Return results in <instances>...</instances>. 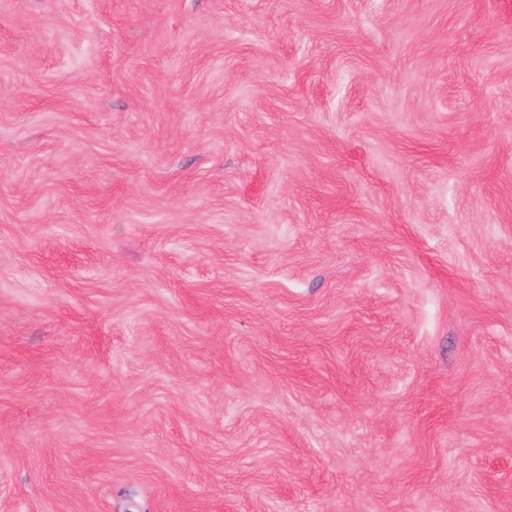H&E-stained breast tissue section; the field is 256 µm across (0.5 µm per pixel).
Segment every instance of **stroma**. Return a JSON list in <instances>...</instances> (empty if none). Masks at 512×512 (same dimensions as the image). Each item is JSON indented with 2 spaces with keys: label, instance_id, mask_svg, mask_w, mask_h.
Returning <instances> with one entry per match:
<instances>
[{
  "label": "stroma",
  "instance_id": "35a3bbf8",
  "mask_svg": "<svg viewBox=\"0 0 512 512\" xmlns=\"http://www.w3.org/2000/svg\"><path fill=\"white\" fill-rule=\"evenodd\" d=\"M0 512H512V0H0Z\"/></svg>",
  "mask_w": 512,
  "mask_h": 512
}]
</instances>
